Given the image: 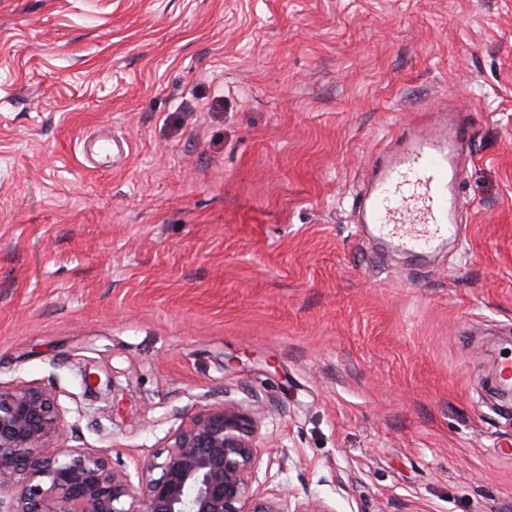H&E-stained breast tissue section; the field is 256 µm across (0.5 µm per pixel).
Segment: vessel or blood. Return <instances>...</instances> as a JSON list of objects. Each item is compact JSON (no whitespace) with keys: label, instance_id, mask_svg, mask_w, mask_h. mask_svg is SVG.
<instances>
[{"label":"vessel or blood","instance_id":"b4317fda","mask_svg":"<svg viewBox=\"0 0 512 512\" xmlns=\"http://www.w3.org/2000/svg\"><path fill=\"white\" fill-rule=\"evenodd\" d=\"M444 143L441 136L405 141L388 156L370 191L365 223L415 255L458 235L462 204Z\"/></svg>","mask_w":512,"mask_h":512}]
</instances>
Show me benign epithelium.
Returning <instances> with one entry per match:
<instances>
[{
  "label": "benign epithelium",
  "instance_id": "obj_1",
  "mask_svg": "<svg viewBox=\"0 0 512 512\" xmlns=\"http://www.w3.org/2000/svg\"><path fill=\"white\" fill-rule=\"evenodd\" d=\"M67 426L55 389L0 385V512H329L251 492L255 419L223 402L188 414L136 484L94 449L56 446Z\"/></svg>",
  "mask_w": 512,
  "mask_h": 512
}]
</instances>
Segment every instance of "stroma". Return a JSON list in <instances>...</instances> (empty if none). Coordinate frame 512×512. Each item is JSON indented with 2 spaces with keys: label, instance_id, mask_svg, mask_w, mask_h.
Masks as SVG:
<instances>
[{
  "label": "stroma",
  "instance_id": "obj_1",
  "mask_svg": "<svg viewBox=\"0 0 512 512\" xmlns=\"http://www.w3.org/2000/svg\"><path fill=\"white\" fill-rule=\"evenodd\" d=\"M445 107L463 242L418 258L352 201ZM510 358L512 0H0V385L63 446L131 473L223 402L254 493L512 512Z\"/></svg>",
  "mask_w": 512,
  "mask_h": 512
}]
</instances>
